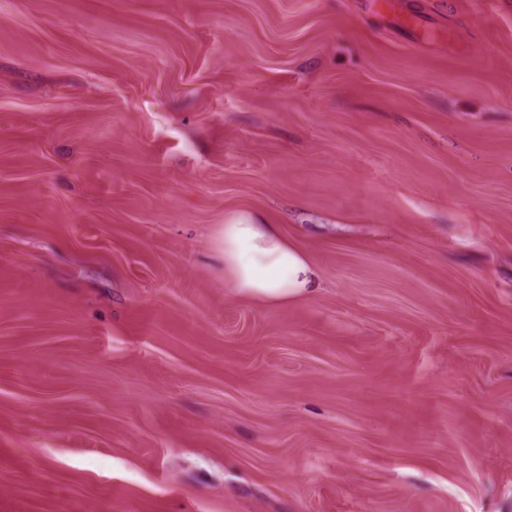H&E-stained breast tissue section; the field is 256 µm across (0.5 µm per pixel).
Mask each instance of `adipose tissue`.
I'll return each instance as SVG.
<instances>
[{
	"label": "adipose tissue",
	"mask_w": 512,
	"mask_h": 512,
	"mask_svg": "<svg viewBox=\"0 0 512 512\" xmlns=\"http://www.w3.org/2000/svg\"><path fill=\"white\" fill-rule=\"evenodd\" d=\"M214 247L223 264L225 287L239 295L285 303L318 289L307 256L258 214L227 216L214 235Z\"/></svg>",
	"instance_id": "1"
}]
</instances>
